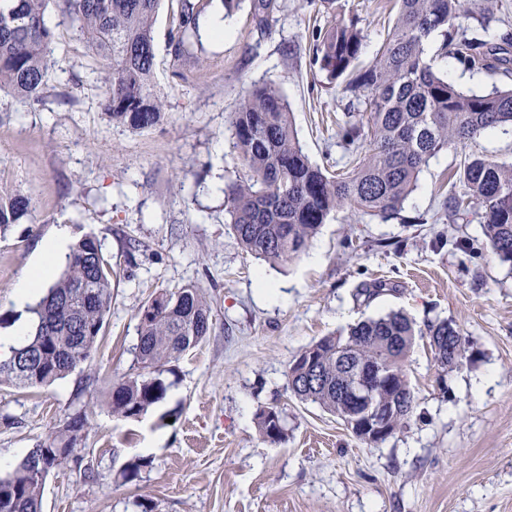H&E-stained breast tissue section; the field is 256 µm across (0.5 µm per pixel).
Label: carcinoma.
Listing matches in <instances>:
<instances>
[{"label":"carcinoma","instance_id":"carcinoma-1","mask_svg":"<svg viewBox=\"0 0 512 512\" xmlns=\"http://www.w3.org/2000/svg\"><path fill=\"white\" fill-rule=\"evenodd\" d=\"M172 36L175 50L197 32L209 0H179ZM397 15L374 60L365 69L353 67L363 48L357 17L334 18L316 44V62L332 83L364 99L365 111L345 122L342 140L370 148L349 172L328 176L303 152L288 101L273 85L249 89L231 113L236 147L246 176L224 188L229 224L242 247L270 263L299 256L329 215L342 207L360 214L393 219L415 190L420 172L449 145L466 146L489 130L512 132V87L488 93L464 92L438 74L426 57L425 42L444 34L439 48L469 70L491 76H512V34L497 41L458 35L454 21L467 12L466 0H396ZM161 0H0V93L29 107L42 102L55 33L46 14L55 7L83 36L92 55L109 62L104 78L102 110L109 121L135 132L156 126L165 101L153 78L154 17ZM279 0H253L259 29L271 26ZM459 180L482 208L484 234L494 254L512 263V164L475 153L464 155ZM31 209L22 193L0 192V232L20 223ZM112 305V266L100 242L81 237L71 248L60 276L33 306L32 329L25 340L0 356V380L21 387L52 384L84 363L102 335ZM135 354L145 373L113 383L107 406L112 414L137 419L164 399L163 368L196 347L210 332L211 308L201 288L188 284L160 293L140 310ZM416 329L394 312L363 320L339 341L325 336L300 351L289 367V389L302 401L316 403L344 420L351 408L341 392L344 374L340 346L354 353L368 370L382 367L389 376L384 393L395 403L390 434L399 432L415 405L404 361ZM434 355L441 367H456L464 358L465 341L448 320L428 326ZM275 407L258 415L260 435L278 442L286 429L274 430ZM86 418L76 415L54 436L50 447L80 461L77 445ZM151 461L136 458L123 478L133 482ZM45 480L32 454L0 477V512H41Z\"/></svg>","mask_w":512,"mask_h":512}]
</instances>
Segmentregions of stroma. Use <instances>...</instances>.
Instances as JSON below:
<instances>
[{"instance_id":"1","label":"stroma","mask_w":512,"mask_h":512,"mask_svg":"<svg viewBox=\"0 0 512 512\" xmlns=\"http://www.w3.org/2000/svg\"><path fill=\"white\" fill-rule=\"evenodd\" d=\"M280 4L263 32L251 0L229 10L212 0L178 51L169 32L180 4L163 0L154 78L167 108L141 133L107 120L86 42L53 9L46 19L61 67L42 104L0 96V187L32 198L27 219L0 233V334L28 318L16 289L60 229L74 241L94 235L117 274L87 362L42 388L0 383V476L76 413L88 419L81 462L47 478L42 512H140L144 497L155 512H512V265L493 254L476 202L444 207L465 193L460 150L430 160L399 217L332 213L288 262L250 255L227 222L222 188L246 173L229 119L252 86L286 94L312 163L333 175L358 161L340 128L364 105L328 84L314 61L332 17L312 0ZM336 8L361 17L357 65L366 67L393 22L388 0ZM217 15L227 26L220 38L210 32ZM440 43L436 34L426 43L435 70L460 88L490 91L488 75L439 55ZM377 281L384 291L361 295ZM189 284L211 305L209 335L164 371L161 402L136 420L113 416L106 392L138 372L141 307ZM397 311L419 332L404 363L415 407L400 432L365 445L336 415L291 393L289 365L320 338ZM446 319L467 343L461 364L447 370L425 334ZM271 406L287 427L276 443L257 429ZM137 457L151 465L125 482Z\"/></svg>"}]
</instances>
